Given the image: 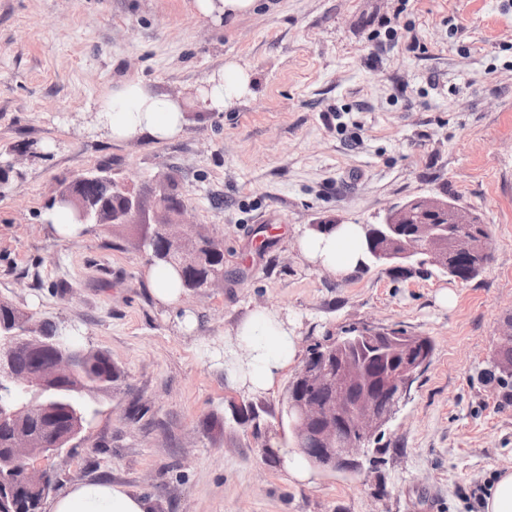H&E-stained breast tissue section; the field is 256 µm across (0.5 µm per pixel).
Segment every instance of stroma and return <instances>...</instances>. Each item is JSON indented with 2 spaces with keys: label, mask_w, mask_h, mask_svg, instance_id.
Wrapping results in <instances>:
<instances>
[{
  "label": "stroma",
  "mask_w": 512,
  "mask_h": 512,
  "mask_svg": "<svg viewBox=\"0 0 512 512\" xmlns=\"http://www.w3.org/2000/svg\"><path fill=\"white\" fill-rule=\"evenodd\" d=\"M229 60L255 72L252 94L189 110L175 140L91 126L116 85L189 100ZM0 162V300L120 372L47 462L50 496L106 480L148 512H480L475 491L512 469V401L484 377L512 314V0H261L230 27L194 0H0ZM107 162L137 184L174 179L186 231L222 242L223 284L182 297L194 335L151 297L136 230L45 224L59 187ZM444 194L488 226L472 280L369 263L340 280L298 250L312 225ZM260 306L295 320L301 360L352 327L431 338L378 469L288 482L272 446L289 438L294 369L269 393L224 380V338ZM248 403L257 422L238 418Z\"/></svg>",
  "instance_id": "35a3bbf8"
}]
</instances>
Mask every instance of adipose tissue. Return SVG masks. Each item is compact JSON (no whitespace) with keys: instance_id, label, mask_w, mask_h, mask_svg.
I'll return each mask as SVG.
<instances>
[{"instance_id":"obj_1","label":"adipose tissue","mask_w":512,"mask_h":512,"mask_svg":"<svg viewBox=\"0 0 512 512\" xmlns=\"http://www.w3.org/2000/svg\"><path fill=\"white\" fill-rule=\"evenodd\" d=\"M253 84L252 73L232 60L210 76L190 104L160 96L144 83L127 82L99 101L96 118L113 141L163 142L182 134L189 106L224 111L233 100L250 93ZM299 251L313 266L338 278L347 277L365 261L364 227L339 224L328 233L308 231L299 239ZM145 282L159 306L176 311L183 333L190 335L198 329V315L181 306L183 288L171 266H148ZM297 353L293 322L276 309L261 307L225 338L224 377L232 388L266 392L294 364ZM49 512H146V503L107 481H78L51 501Z\"/></svg>"}]
</instances>
